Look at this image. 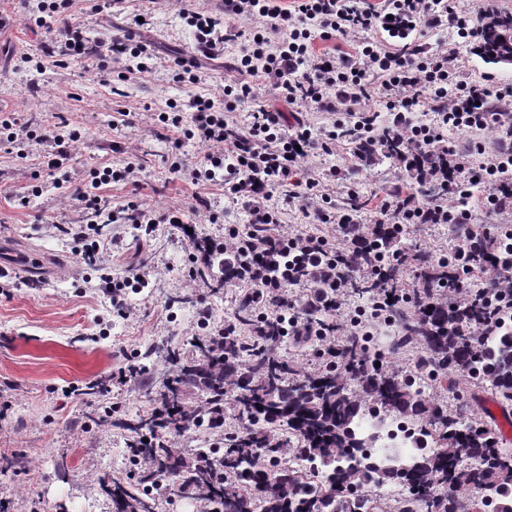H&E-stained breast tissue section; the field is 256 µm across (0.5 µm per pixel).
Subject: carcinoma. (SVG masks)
I'll use <instances>...</instances> for the list:
<instances>
[{
  "label": "carcinoma",
  "instance_id": "1",
  "mask_svg": "<svg viewBox=\"0 0 512 512\" xmlns=\"http://www.w3.org/2000/svg\"><path fill=\"white\" fill-rule=\"evenodd\" d=\"M489 64L512 62V13L494 14L491 38L478 49ZM365 159L379 155L399 161L403 147L383 135L357 146ZM431 202L442 198L448 184L420 181ZM356 252L336 253V298L329 309L304 308L302 324L287 336L282 324L258 316L264 304L280 301L292 282L307 280L300 266L289 269L270 263L277 249L272 225L252 224L243 247L252 257L225 261L218 254L196 267L195 276L217 293L224 285L242 286L235 311L242 334L221 338L198 336L185 345L166 348L170 373L156 384L158 410L120 423L129 434L128 448L139 462L140 478L125 486L102 483L114 512H157L161 491L192 499L200 512H254V494L262 496L264 512H358L363 505L347 499L365 484L360 466H343L356 457L361 442L355 428L363 410L376 406L385 415L409 419L434 437L437 448L402 470L399 478L410 496L400 512H472L475 499L462 490L473 488L492 496L497 512H512V449L503 448L492 427L465 420L448 404L417 389L413 379L424 374L463 371L489 389L497 402L512 405V310L483 288H472L445 300L434 298L435 287L448 277V261L414 250L409 264H397L393 253L405 251L406 227L361 224ZM469 258L482 273L497 265V242L480 227L470 231ZM264 266L268 287L250 288L255 267ZM361 300L390 329L384 337L360 332L343 336L336 320L340 298ZM336 338L337 363L301 370L281 353L288 341L297 346L318 341L315 332ZM411 348L418 354L413 370L399 373L384 364L385 354ZM196 391L203 404L190 405ZM232 413L242 426L224 433L223 453L197 448L186 454L173 437L207 431L211 418ZM148 436L151 444L141 446ZM301 455L324 468L318 484L290 468L273 469L269 457Z\"/></svg>",
  "mask_w": 512,
  "mask_h": 512
}]
</instances>
